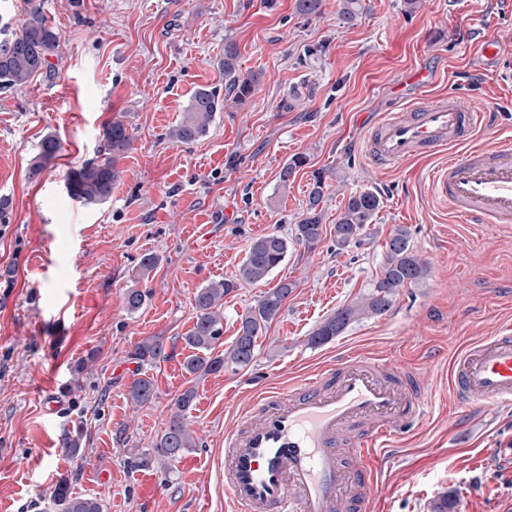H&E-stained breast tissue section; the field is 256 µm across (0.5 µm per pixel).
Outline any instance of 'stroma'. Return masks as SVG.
<instances>
[{
    "label": "stroma",
    "instance_id": "1",
    "mask_svg": "<svg viewBox=\"0 0 512 512\" xmlns=\"http://www.w3.org/2000/svg\"><path fill=\"white\" fill-rule=\"evenodd\" d=\"M62 39L47 71L0 90V512H44L60 476L101 498L105 512H227L224 432L242 420L257 390L282 387L323 363L354 354L406 361L428 397L423 420L382 467L369 512H431L439 497L470 512H512V406L458 410L448 371L455 354L512 321V223L470 224L434 198L427 173L441 157L390 170L361 149L381 114L422 92L460 96L488 108L477 143L512 142V82L471 56L484 37L512 49V0H364L353 25L336 0L306 19L294 0H39ZM236 43L243 69L262 74L253 95L216 113L207 133L172 141L193 92L223 87L218 62ZM323 46L313 67L307 47ZM302 100L283 112L292 88ZM120 119L133 141L109 202L70 197L72 172L95 157L103 128ZM60 150L42 173L30 160L43 136ZM297 154L308 162L281 186ZM327 184L324 224L350 192L369 189L381 208L359 243L337 249L326 233L315 250L294 242L314 175ZM430 271L391 310L352 324L329 343L308 338L377 280L397 226ZM278 233L288 256L269 282L293 283L282 312L244 368L200 377L187 413L198 446L171 473L144 470L129 451L149 447L186 387L183 336L194 295L234 278L250 243ZM159 263L141 275L144 254ZM146 294L124 307L126 289ZM262 292L244 284L224 298L222 347ZM157 336L167 357L148 365L154 402L133 407L130 353ZM78 456L61 439L74 426Z\"/></svg>",
    "mask_w": 512,
    "mask_h": 512
}]
</instances>
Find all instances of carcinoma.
I'll return each mask as SVG.
<instances>
[{"label": "carcinoma", "instance_id": "carcinoma-1", "mask_svg": "<svg viewBox=\"0 0 512 512\" xmlns=\"http://www.w3.org/2000/svg\"><path fill=\"white\" fill-rule=\"evenodd\" d=\"M324 0H295V11L305 17L322 12ZM338 19L342 25L353 24L364 5L362 0H337ZM26 19L13 36L0 42V89L15 88L26 84L32 77L49 66V58L61 52V35L48 22L40 5L26 0ZM219 65L224 71L225 94L215 87H200L191 95L182 119L170 130L171 139L192 143L203 136L215 113L232 108L250 97L260 82V75L241 70L239 51L232 42L224 44V58ZM103 146L97 156L82 164L70 185L71 195L85 205L98 206L112 197V186L119 178V162L130 147L131 136L121 120L108 123L102 134ZM58 139L48 134L38 144L31 160V173L36 175L57 156ZM307 164V157L296 155L282 167L279 180L282 187L296 170ZM326 183L321 175L314 177L306 210L295 225L294 240L308 250H314L324 236V210ZM380 207V198L370 190L356 191L349 195L334 224L336 246L343 248L358 239L366 225L373 222ZM288 255V239L273 232L254 239L233 280L212 281L197 290L194 296L195 323L183 337L185 347L192 354L185 357L183 369L192 378L215 374L231 365L244 368L254 359L257 340L267 326L279 316L285 300L293 291L291 282H280L262 292L255 305L240 317L237 335L231 345L215 352L223 335L224 296L239 285L265 284L273 271ZM429 264L411 246L410 232L403 226L393 229L386 242L380 276L373 289L357 301L344 306L323 320L309 337L313 346H321L341 335L351 324L365 318L388 312L401 290L416 284L427 276ZM146 294L129 288L124 294V306L130 313L144 304ZM166 357L163 342L157 337L139 341L132 358L140 367L129 386V399L136 405L153 401L156 396L154 381L142 373V367ZM195 390L187 387L170 401L171 418L149 448L132 456L131 463L144 469H161L168 472L185 451L197 446L185 415L193 406ZM83 441V428L74 427L65 433L61 448L68 454H77ZM71 481L61 478L48 493L53 512H103L101 500L92 495H75L70 490Z\"/></svg>", "mask_w": 512, "mask_h": 512}]
</instances>
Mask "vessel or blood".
Here are the masks:
<instances>
[{
    "label": "vessel or blood",
    "instance_id": "b4317fda",
    "mask_svg": "<svg viewBox=\"0 0 512 512\" xmlns=\"http://www.w3.org/2000/svg\"><path fill=\"white\" fill-rule=\"evenodd\" d=\"M473 56L496 68L503 54L492 39ZM485 113L453 95H426L411 114L387 112L373 126L364 156L396 167L422 148L466 143ZM437 198L471 224L512 223V146L482 148L434 168ZM449 383L459 407L512 403V327L468 345ZM424 394L399 363L359 355L323 365L286 388L258 390L243 428L224 434V492L231 512H365L382 457L402 428L424 414ZM357 461L346 463L341 445Z\"/></svg>",
    "mask_w": 512,
    "mask_h": 512
}]
</instances>
